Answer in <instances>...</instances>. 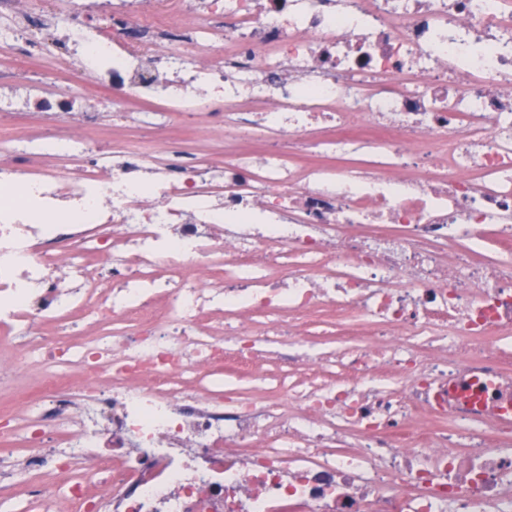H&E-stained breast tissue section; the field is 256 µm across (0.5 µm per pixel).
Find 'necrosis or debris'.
<instances>
[{
	"instance_id": "1",
	"label": "necrosis or debris",
	"mask_w": 512,
	"mask_h": 512,
	"mask_svg": "<svg viewBox=\"0 0 512 512\" xmlns=\"http://www.w3.org/2000/svg\"><path fill=\"white\" fill-rule=\"evenodd\" d=\"M0 13L74 74L8 77L0 112L92 128L121 90L226 147L0 139V374L42 364L23 441L58 476L32 512H512V0ZM226 371L254 389L202 388Z\"/></svg>"
}]
</instances>
